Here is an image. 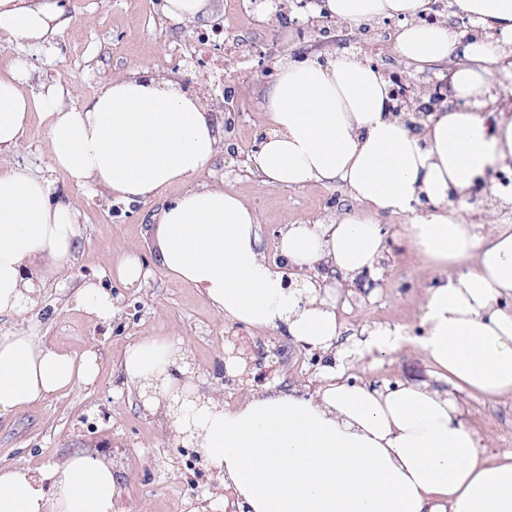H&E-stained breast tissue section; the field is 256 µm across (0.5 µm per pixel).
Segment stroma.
I'll return each mask as SVG.
<instances>
[{"mask_svg":"<svg viewBox=\"0 0 512 512\" xmlns=\"http://www.w3.org/2000/svg\"><path fill=\"white\" fill-rule=\"evenodd\" d=\"M69 30L78 34L70 44L53 41L50 51L27 50L0 31V72L14 55L27 53L34 68V82L65 89V102L77 108L94 87L138 67L155 68L159 58L170 56L191 35V28L171 31L162 16L137 18L124 0H70ZM298 29H285L280 57L312 56L330 60L352 54L361 60L389 64L395 57L392 43L374 37L358 40L348 28L336 30L335 39L316 36L307 12L296 11ZM267 80L251 76L243 90L244 111L234 128L235 137L248 149L220 152L202 182H223L258 214L263 250L269 260L278 256L280 229L287 224L331 223L352 201L339 185L308 183L301 187L272 188L249 171L251 147L264 134L265 117L259 105ZM1 165L48 180L57 195L69 198L78 211L79 236L73 259L64 276L66 287L48 284L25 325L46 337L62 351L79 356L97 351L100 372L94 384L65 390L37 406L0 416V468L23 466L39 471L46 464L75 452L105 451L108 457L137 459L135 470L122 476V512H195L194 500L182 498L178 478L191 444L176 436L170 418L151 411L134 387L120 388L119 364L126 347L150 336L180 339L183 364L195 379L196 398H216L236 406L249 390L226 385L225 355L234 341H261L255 349L258 373L283 391L300 395L317 387V361L289 337L273 330L259 331L225 322L205 297L162 268L156 232L158 212L172 200L176 189L163 199L124 202L108 192L88 194L72 185L65 172L52 165L49 120L34 114L20 147L0 156ZM405 217H384L387 273L375 297L353 293L342 319L350 332L379 324L402 328L410 342L374 368L357 362L354 379L362 384H431L434 368L413 337L422 332L421 304L437 277L435 267L413 247L406 233ZM136 252L150 275L129 288L112 280L106 287L117 310L112 322L97 323L78 307V286L96 279L102 270L116 266L129 252ZM461 419L480 435L489 456L512 452V398L489 401L475 394L457 396Z\"/></svg>","mask_w":512,"mask_h":512,"instance_id":"35a3bbf8","label":"stroma"}]
</instances>
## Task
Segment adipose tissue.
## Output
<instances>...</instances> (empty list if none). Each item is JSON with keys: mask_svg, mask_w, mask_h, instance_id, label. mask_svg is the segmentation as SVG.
Returning a JSON list of instances; mask_svg holds the SVG:
<instances>
[{"mask_svg": "<svg viewBox=\"0 0 512 512\" xmlns=\"http://www.w3.org/2000/svg\"><path fill=\"white\" fill-rule=\"evenodd\" d=\"M432 0H318L353 27L400 16L398 55L417 68L457 59L455 97L474 107L431 115L421 131L390 110L377 68L351 55L323 64L279 63L264 90L266 132L249 168L273 188L316 181L346 187L354 205L328 224H291L279 262L267 260L255 211L223 185L200 183L222 148L224 119L184 94L175 79L140 68L106 81L81 109L53 85L30 88L16 55L0 74V154L15 150L33 113L50 120L52 159L78 188L126 201L182 191L159 213L160 263L207 296L225 321L280 331L327 362L314 396L273 385L231 408L209 398L190 405L178 342L152 336L127 346L123 382L187 436L222 478L237 512H512V453L491 458L460 415L455 394L512 397V225L486 234L462 219L451 196L512 164V117L486 112L475 63L496 61L512 43V0H455L497 32L471 41L446 24L421 26ZM58 0H0V30L41 47L67 27ZM431 210L422 212L421 201ZM404 215L411 243L438 269L426 291L417 342L437 386L390 389L351 383L348 356L373 366L399 350L400 328L376 325L345 337L337 285L381 279L380 220ZM71 203L50 183L0 167V416L65 389L93 383L99 357H75L23 324L45 286L60 280L76 247ZM466 272L456 273L460 262ZM310 270L289 282L290 269ZM111 459L75 454L32 475L0 470V512H119Z\"/></svg>", "mask_w": 512, "mask_h": 512, "instance_id": "ef3b65f1", "label": "adipose tissue"}]
</instances>
